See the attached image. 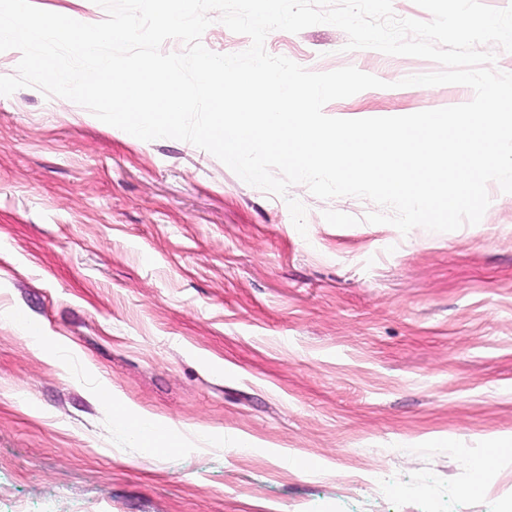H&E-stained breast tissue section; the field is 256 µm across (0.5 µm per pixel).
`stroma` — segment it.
<instances>
[{
  "label": "stroma",
  "mask_w": 512,
  "mask_h": 512,
  "mask_svg": "<svg viewBox=\"0 0 512 512\" xmlns=\"http://www.w3.org/2000/svg\"><path fill=\"white\" fill-rule=\"evenodd\" d=\"M346 42L318 24L265 49L386 81L330 117L474 96L400 86L440 64ZM488 194L479 224L404 234L367 223L369 200L296 184L303 236L286 197L191 143L34 87L0 96V312L46 333L38 349L0 319V512H512V194ZM102 386L181 447L135 445Z\"/></svg>",
  "instance_id": "35a3bbf8"
}]
</instances>
